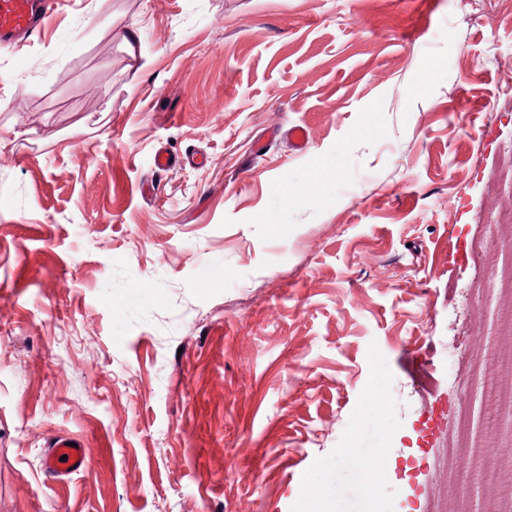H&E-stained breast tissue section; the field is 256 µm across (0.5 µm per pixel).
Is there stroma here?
Listing matches in <instances>:
<instances>
[{
  "mask_svg": "<svg viewBox=\"0 0 512 512\" xmlns=\"http://www.w3.org/2000/svg\"><path fill=\"white\" fill-rule=\"evenodd\" d=\"M509 211L512 0H58L0 48V512H491ZM63 455H66L65 460H61ZM86 461V448L80 439L59 438L46 460V466L52 471L70 474L80 471L86 465Z\"/></svg>",
  "mask_w": 512,
  "mask_h": 512,
  "instance_id": "obj_1",
  "label": "stroma"
}]
</instances>
